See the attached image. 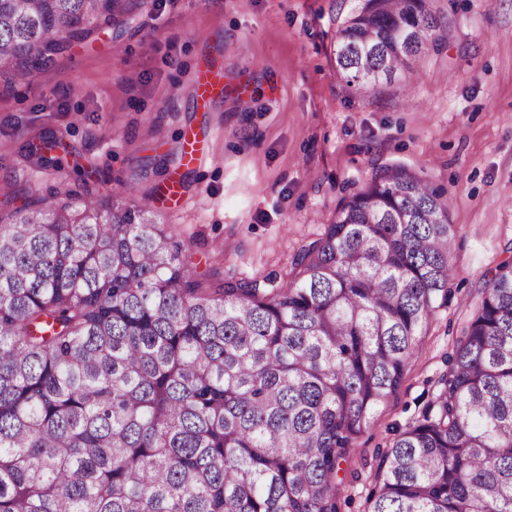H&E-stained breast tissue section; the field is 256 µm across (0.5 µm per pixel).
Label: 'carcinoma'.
I'll return each mask as SVG.
<instances>
[{
  "mask_svg": "<svg viewBox=\"0 0 512 512\" xmlns=\"http://www.w3.org/2000/svg\"><path fill=\"white\" fill-rule=\"evenodd\" d=\"M438 0H364L336 32L350 87L448 41ZM127 0H0L12 78ZM407 28L397 47L392 31ZM445 191L375 171L291 281L196 279L150 199L90 193L0 214V512H337L339 473L448 300ZM440 391L377 466L369 512H512V260Z\"/></svg>",
  "mask_w": 512,
  "mask_h": 512,
  "instance_id": "cac0c4a2",
  "label": "carcinoma"
}]
</instances>
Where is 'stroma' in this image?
Segmentation results:
<instances>
[{
	"label": "stroma",
	"mask_w": 512,
	"mask_h": 512,
	"mask_svg": "<svg viewBox=\"0 0 512 512\" xmlns=\"http://www.w3.org/2000/svg\"><path fill=\"white\" fill-rule=\"evenodd\" d=\"M362 0H130L55 55L34 84L0 77V210L34 198L131 187L194 239L198 275L275 288L375 169L403 166L451 199L456 276L347 469L339 512H368L376 454L421 418L483 297L484 274L512 258V0H441L451 35L415 64L408 99L365 93L336 66V33ZM224 71L227 93L201 109L197 72ZM204 153L185 166L186 136ZM52 144L54 165L30 158Z\"/></svg>",
	"instance_id": "stroma-1"
}]
</instances>
